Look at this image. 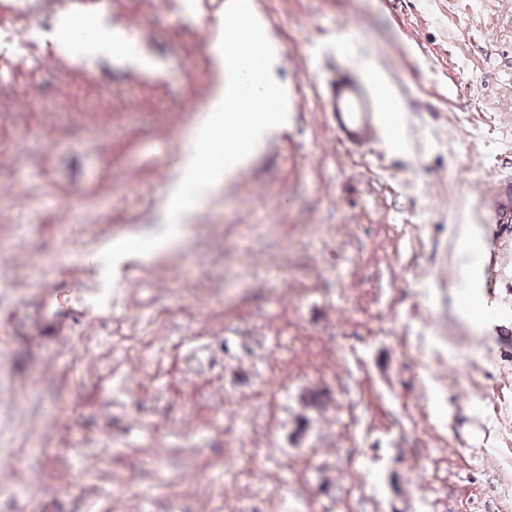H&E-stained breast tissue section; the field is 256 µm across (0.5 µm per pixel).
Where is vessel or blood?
Masks as SVG:
<instances>
[{
  "mask_svg": "<svg viewBox=\"0 0 512 512\" xmlns=\"http://www.w3.org/2000/svg\"><path fill=\"white\" fill-rule=\"evenodd\" d=\"M327 100L338 135L355 146L364 145L376 136L387 110L368 76L348 70L337 71L329 84ZM482 202L493 210L497 223L512 222V184H495Z\"/></svg>",
  "mask_w": 512,
  "mask_h": 512,
  "instance_id": "b4317fda",
  "label": "vessel or blood"
}]
</instances>
